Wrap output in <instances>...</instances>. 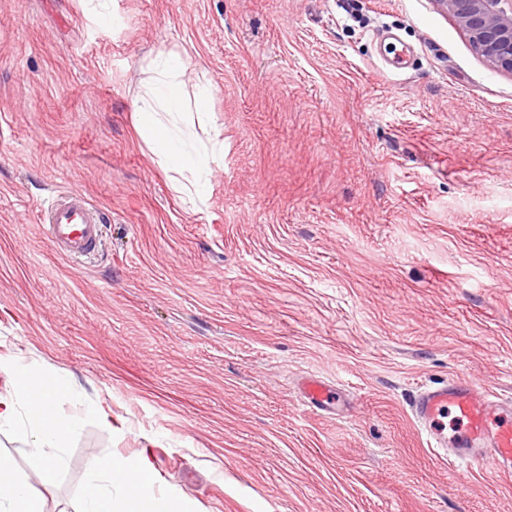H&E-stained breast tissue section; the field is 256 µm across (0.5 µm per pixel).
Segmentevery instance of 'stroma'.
Wrapping results in <instances>:
<instances>
[{"label":"stroma","instance_id":"obj_1","mask_svg":"<svg viewBox=\"0 0 512 512\" xmlns=\"http://www.w3.org/2000/svg\"><path fill=\"white\" fill-rule=\"evenodd\" d=\"M171 53L218 146L197 206L135 127ZM2 112L0 357L113 421L45 512L111 455L194 512H512L411 411L456 376L512 399V76L432 0H0ZM68 190L105 221L81 263L39 221ZM336 392L321 380H310L305 385V398L313 407L333 405Z\"/></svg>","mask_w":512,"mask_h":512}]
</instances>
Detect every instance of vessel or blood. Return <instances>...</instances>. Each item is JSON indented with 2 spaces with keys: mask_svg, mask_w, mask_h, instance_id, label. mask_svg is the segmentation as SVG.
Wrapping results in <instances>:
<instances>
[{
  "mask_svg": "<svg viewBox=\"0 0 512 512\" xmlns=\"http://www.w3.org/2000/svg\"><path fill=\"white\" fill-rule=\"evenodd\" d=\"M51 240L74 260L93 258L102 241L103 220L79 192L55 195L40 210ZM305 398L320 408L334 404V390L320 380L308 381ZM426 431L431 453L440 461L487 465L512 478V402L494 400L475 381L452 378L424 390L412 409Z\"/></svg>",
  "mask_w": 512,
  "mask_h": 512,
  "instance_id": "b4317fda",
  "label": "vessel or blood"
}]
</instances>
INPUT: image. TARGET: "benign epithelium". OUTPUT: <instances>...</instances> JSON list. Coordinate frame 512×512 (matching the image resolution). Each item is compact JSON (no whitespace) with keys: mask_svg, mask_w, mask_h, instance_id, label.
<instances>
[{"mask_svg":"<svg viewBox=\"0 0 512 512\" xmlns=\"http://www.w3.org/2000/svg\"><path fill=\"white\" fill-rule=\"evenodd\" d=\"M497 72L512 76V0H434Z\"/></svg>","mask_w":512,"mask_h":512,"instance_id":"1","label":"benign epithelium"}]
</instances>
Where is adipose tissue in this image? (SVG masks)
I'll return each mask as SVG.
<instances>
[{
  "instance_id": "obj_1",
  "label": "adipose tissue",
  "mask_w": 512,
  "mask_h": 512,
  "mask_svg": "<svg viewBox=\"0 0 512 512\" xmlns=\"http://www.w3.org/2000/svg\"><path fill=\"white\" fill-rule=\"evenodd\" d=\"M183 64L168 57L156 85L147 87L135 103L138 129L151 145L163 170L172 174L174 192L193 200L203 197L202 176L213 153L207 144L188 146L168 124L183 109ZM0 373L11 389L0 394V430L9 429L27 443L40 466L35 482L23 480L14 458L0 451V512H44L34 484L57 482L65 465L64 451L79 429L80 416L59 410L64 398L76 397L71 381L55 372L38 369L23 360L0 357ZM80 512H191L186 501L155 492L148 464L142 459L108 457L89 463Z\"/></svg>"
}]
</instances>
